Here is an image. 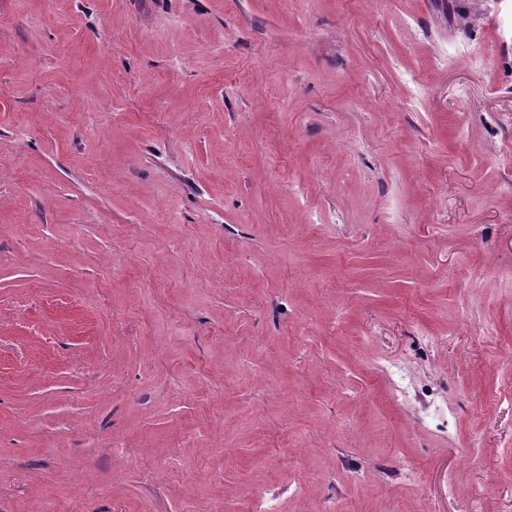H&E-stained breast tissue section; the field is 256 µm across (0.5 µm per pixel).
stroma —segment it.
I'll return each mask as SVG.
<instances>
[{
	"label": "stroma",
	"instance_id": "35a3bbf8",
	"mask_svg": "<svg viewBox=\"0 0 512 512\" xmlns=\"http://www.w3.org/2000/svg\"><path fill=\"white\" fill-rule=\"evenodd\" d=\"M262 492L512 512V0H0V512Z\"/></svg>",
	"mask_w": 512,
	"mask_h": 512
}]
</instances>
